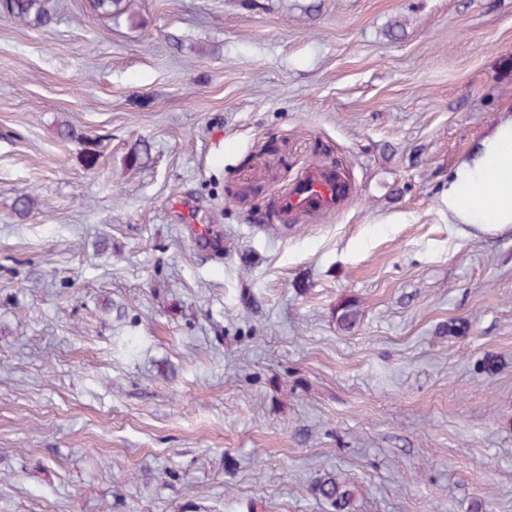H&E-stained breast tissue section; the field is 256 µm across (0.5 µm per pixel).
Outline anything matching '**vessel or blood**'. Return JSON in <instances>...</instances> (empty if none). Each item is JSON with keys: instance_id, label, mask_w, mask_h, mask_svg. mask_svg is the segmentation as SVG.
Here are the masks:
<instances>
[{"instance_id": "vessel-or-blood-1", "label": "vessel or blood", "mask_w": 512, "mask_h": 512, "mask_svg": "<svg viewBox=\"0 0 512 512\" xmlns=\"http://www.w3.org/2000/svg\"><path fill=\"white\" fill-rule=\"evenodd\" d=\"M351 194L344 175L333 170L314 172L300 179L283 194L277 209L281 218L295 215L318 217L337 206Z\"/></svg>"}]
</instances>
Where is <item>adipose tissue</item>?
<instances>
[{"label":"adipose tissue","instance_id":"1","mask_svg":"<svg viewBox=\"0 0 512 512\" xmlns=\"http://www.w3.org/2000/svg\"><path fill=\"white\" fill-rule=\"evenodd\" d=\"M455 223L494 229L512 224V118L503 120L448 185Z\"/></svg>","mask_w":512,"mask_h":512}]
</instances>
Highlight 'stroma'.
I'll use <instances>...</instances> for the list:
<instances>
[{
  "label": "stroma",
  "mask_w": 512,
  "mask_h": 512,
  "mask_svg": "<svg viewBox=\"0 0 512 512\" xmlns=\"http://www.w3.org/2000/svg\"><path fill=\"white\" fill-rule=\"evenodd\" d=\"M49 5L0 15V512H328L332 470L512 512V224L443 200L512 115V0ZM314 167L350 197L266 222ZM7 15L12 21L35 27L48 26L53 15L46 6L47 0H8Z\"/></svg>",
  "instance_id": "stroma-1"
}]
</instances>
